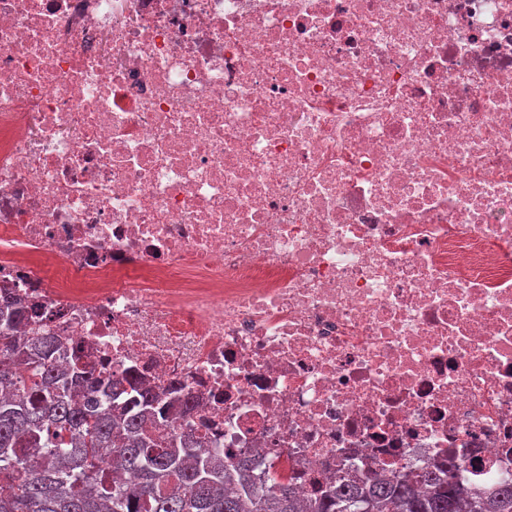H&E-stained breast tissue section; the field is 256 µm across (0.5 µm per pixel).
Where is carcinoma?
Masks as SVG:
<instances>
[{"mask_svg": "<svg viewBox=\"0 0 512 512\" xmlns=\"http://www.w3.org/2000/svg\"><path fill=\"white\" fill-rule=\"evenodd\" d=\"M25 311L0 310V512H512V480L467 496L455 465L341 479L300 502L292 479L257 478L249 453L229 461L202 439L166 440L149 424L168 421L153 389L134 411L104 406L121 380L84 364H56L59 340L13 331ZM112 449V473L101 450Z\"/></svg>", "mask_w": 512, "mask_h": 512, "instance_id": "1", "label": "carcinoma"}]
</instances>
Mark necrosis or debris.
Listing matches in <instances>:
<instances>
[{
	"mask_svg": "<svg viewBox=\"0 0 512 512\" xmlns=\"http://www.w3.org/2000/svg\"><path fill=\"white\" fill-rule=\"evenodd\" d=\"M0 291L299 497L512 478V0H0Z\"/></svg>",
	"mask_w": 512,
	"mask_h": 512,
	"instance_id": "4bbe7bcc",
	"label": "necrosis or debris"
}]
</instances>
